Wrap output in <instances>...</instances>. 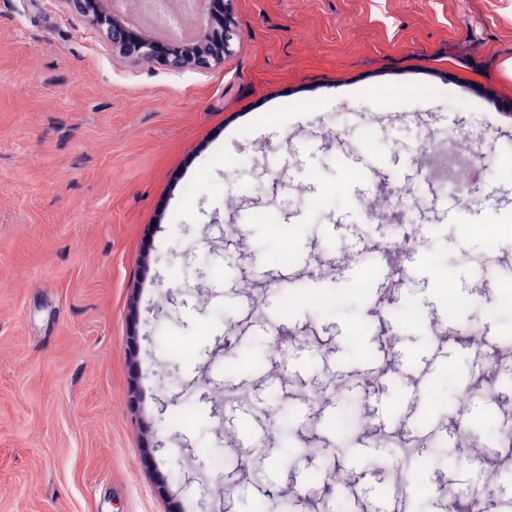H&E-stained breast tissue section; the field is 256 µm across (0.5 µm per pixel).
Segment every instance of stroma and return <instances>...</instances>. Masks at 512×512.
Instances as JSON below:
<instances>
[{"label":"stroma","mask_w":512,"mask_h":512,"mask_svg":"<svg viewBox=\"0 0 512 512\" xmlns=\"http://www.w3.org/2000/svg\"><path fill=\"white\" fill-rule=\"evenodd\" d=\"M229 16L224 59L174 71L0 0V512H446L434 487L489 476L512 512V0ZM451 150L483 155L459 185L418 162ZM393 214L423 246L392 278ZM386 433L448 450L418 492Z\"/></svg>","instance_id":"1"}]
</instances>
